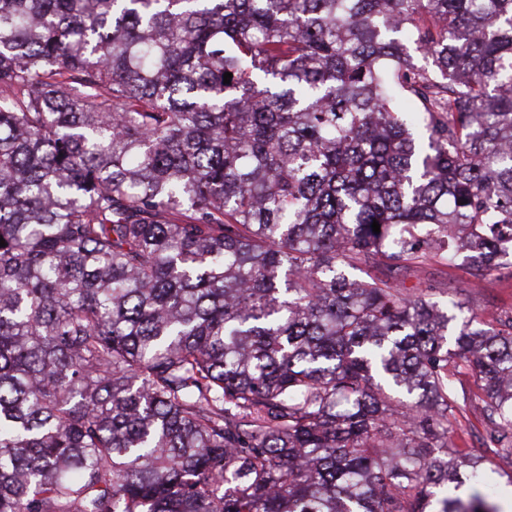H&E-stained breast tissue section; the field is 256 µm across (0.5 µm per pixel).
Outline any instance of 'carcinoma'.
Returning <instances> with one entry per match:
<instances>
[{
  "instance_id": "1",
  "label": "carcinoma",
  "mask_w": 512,
  "mask_h": 512,
  "mask_svg": "<svg viewBox=\"0 0 512 512\" xmlns=\"http://www.w3.org/2000/svg\"><path fill=\"white\" fill-rule=\"evenodd\" d=\"M0 237V512H499L512 315L352 271L512 254V0H0ZM456 443L458 448L463 449L464 452L471 456L486 457L496 461V467L487 463L485 488L493 494L495 501L500 506L501 491L503 487L508 486L509 492L503 500V510L505 512H512V484L496 473L500 472L501 469L510 470L512 465L509 466V464L494 457L488 450L485 423L479 408L470 409L467 413V418L462 420V424L456 432Z\"/></svg>"
}]
</instances>
